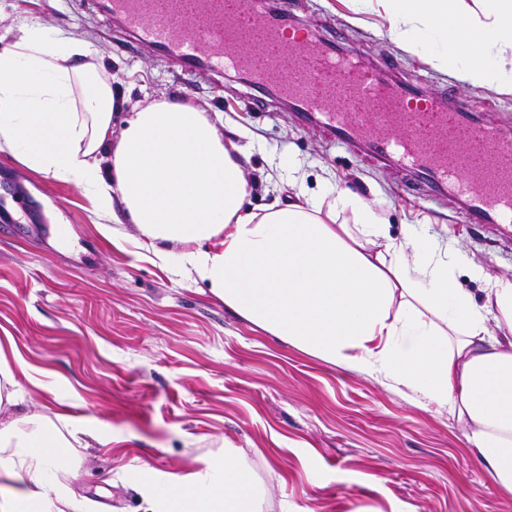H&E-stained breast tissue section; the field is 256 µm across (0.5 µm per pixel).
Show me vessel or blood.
<instances>
[{"label": "vessel or blood", "mask_w": 512, "mask_h": 512, "mask_svg": "<svg viewBox=\"0 0 512 512\" xmlns=\"http://www.w3.org/2000/svg\"><path fill=\"white\" fill-rule=\"evenodd\" d=\"M138 47L182 71L242 72L300 120L405 171L403 189L454 195L471 224H512V140L468 101L421 96L390 65L371 67L315 30L289 0H98Z\"/></svg>", "instance_id": "b4317fda"}]
</instances>
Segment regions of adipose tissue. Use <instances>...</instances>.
Returning <instances> with one entry per match:
<instances>
[{"label": "adipose tissue", "instance_id": "ef3b65f1", "mask_svg": "<svg viewBox=\"0 0 512 512\" xmlns=\"http://www.w3.org/2000/svg\"><path fill=\"white\" fill-rule=\"evenodd\" d=\"M357 2L379 4L389 37L436 69L512 93V0ZM122 104L90 43L30 23L0 52V151L74 184L101 218L134 225L137 247L246 322L447 412L512 496V279L469 265L488 283L476 304L453 245L394 237L372 203L330 184L255 212L247 150L225 144L207 112L156 101L133 109L116 137ZM26 383L42 387L39 370L0 349V475L22 487L0 496V512H79L59 476L81 464L80 421L17 412ZM213 466L221 478L175 474L156 499L177 512H259L263 492L241 454L225 449Z\"/></svg>", "mask_w": 512, "mask_h": 512}]
</instances>
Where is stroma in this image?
Listing matches in <instances>:
<instances>
[{
  "instance_id": "obj_1",
  "label": "stroma",
  "mask_w": 512,
  "mask_h": 512,
  "mask_svg": "<svg viewBox=\"0 0 512 512\" xmlns=\"http://www.w3.org/2000/svg\"><path fill=\"white\" fill-rule=\"evenodd\" d=\"M292 11L369 64L393 61L421 94L471 96L512 136V94L471 91L392 42L382 18L355 23L344 0H293ZM28 22L92 44L124 111L165 98L220 115L225 136L250 147V209L292 196L277 165L289 155L307 190L330 179L380 201L392 235L448 237L464 263L512 275V226L469 224L450 198L408 195L402 172L302 124L240 75L171 70L70 0H0V50ZM102 224L79 188L0 152V348L42 373L26 408L88 425L82 463L62 485L84 512H156L158 484L227 448L244 449L265 486L261 512H512L447 412L294 349L173 279L131 243L132 225L116 238Z\"/></svg>"
}]
</instances>
